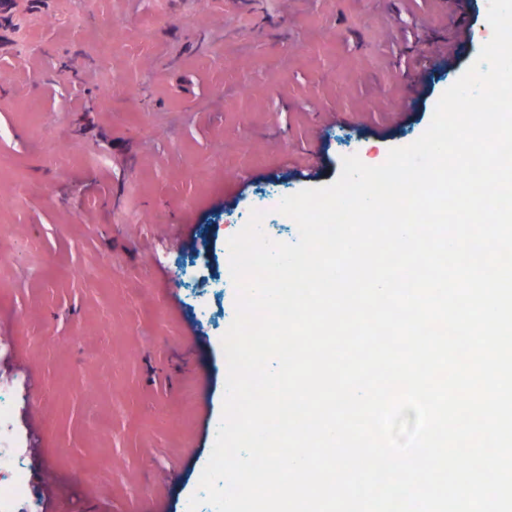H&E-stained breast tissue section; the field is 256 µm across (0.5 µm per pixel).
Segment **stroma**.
<instances>
[{
	"label": "stroma",
	"mask_w": 512,
	"mask_h": 512,
	"mask_svg": "<svg viewBox=\"0 0 512 512\" xmlns=\"http://www.w3.org/2000/svg\"><path fill=\"white\" fill-rule=\"evenodd\" d=\"M489 0H0V406L15 512H189L222 420L229 238L411 144ZM17 448L10 429V418L0 412V511L13 512V503L26 486L23 472L15 462Z\"/></svg>",
	"instance_id": "stroma-1"
}]
</instances>
